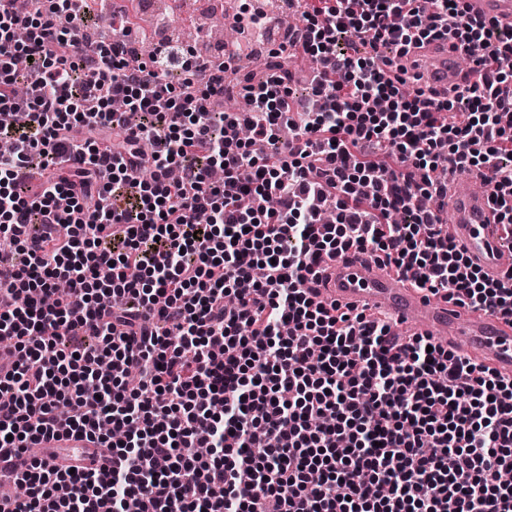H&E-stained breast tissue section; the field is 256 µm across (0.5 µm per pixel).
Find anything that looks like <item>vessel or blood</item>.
<instances>
[{
    "label": "vessel or blood",
    "mask_w": 512,
    "mask_h": 512,
    "mask_svg": "<svg viewBox=\"0 0 512 512\" xmlns=\"http://www.w3.org/2000/svg\"><path fill=\"white\" fill-rule=\"evenodd\" d=\"M471 14L512 24V0H466ZM426 62L416 71L422 84L461 88L463 49L459 44L439 41L429 45ZM448 222L454 239L466 249L471 262L496 279L512 269V251L505 248L501 226L486 193L448 194ZM319 297L370 311L389 313L396 326L414 335H428L446 348L464 347L467 355L512 375V323L483 310L465 309L426 296L410 288L399 277L375 263L346 256L326 261L320 277ZM45 447L60 449L55 459L62 468H94L111 460L112 454L97 440L64 436L48 439Z\"/></svg>",
    "instance_id": "b4317fda"
}]
</instances>
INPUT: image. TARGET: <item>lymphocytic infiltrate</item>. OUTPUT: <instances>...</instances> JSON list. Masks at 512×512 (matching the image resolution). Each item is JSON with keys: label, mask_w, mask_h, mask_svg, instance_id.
<instances>
[{"label": "lymphocytic infiltrate", "mask_w": 512, "mask_h": 512, "mask_svg": "<svg viewBox=\"0 0 512 512\" xmlns=\"http://www.w3.org/2000/svg\"><path fill=\"white\" fill-rule=\"evenodd\" d=\"M35 3L0 0V112L27 115L0 123V447L29 458L0 512H512V376L316 288L354 252L512 320V269L489 278L433 209L438 168L482 173L512 239V27L465 0H307L308 100L273 51L227 112V65ZM441 37L473 81L411 88L405 57ZM63 432L111 468L30 455Z\"/></svg>", "instance_id": "lymphocytic-infiltrate-1"}]
</instances>
